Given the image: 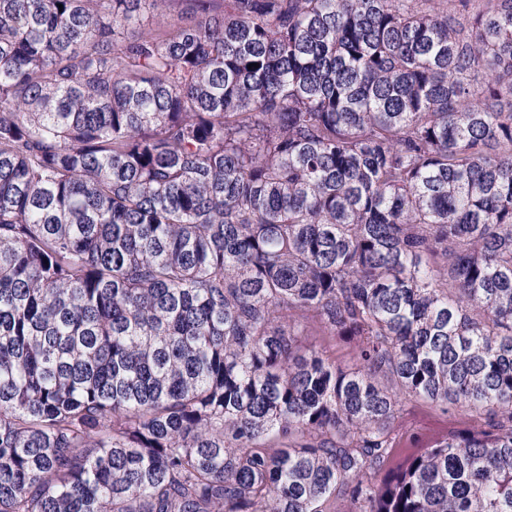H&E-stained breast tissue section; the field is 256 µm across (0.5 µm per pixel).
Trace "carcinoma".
I'll return each mask as SVG.
<instances>
[{"label": "carcinoma", "mask_w": 512, "mask_h": 512, "mask_svg": "<svg viewBox=\"0 0 512 512\" xmlns=\"http://www.w3.org/2000/svg\"><path fill=\"white\" fill-rule=\"evenodd\" d=\"M0 512H512V0H0Z\"/></svg>", "instance_id": "1"}]
</instances>
